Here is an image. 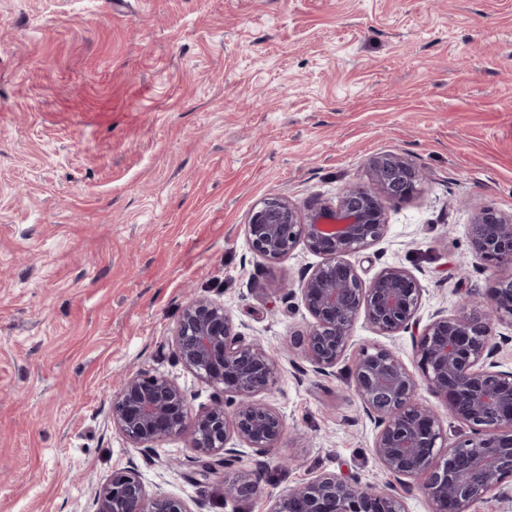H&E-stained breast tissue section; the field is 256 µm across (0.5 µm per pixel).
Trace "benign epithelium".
<instances>
[{"instance_id": "7a95c632", "label": "benign epithelium", "mask_w": 512, "mask_h": 512, "mask_svg": "<svg viewBox=\"0 0 512 512\" xmlns=\"http://www.w3.org/2000/svg\"><path fill=\"white\" fill-rule=\"evenodd\" d=\"M366 170L369 182L347 185L334 204L314 200L301 208L281 196L261 199L245 225L249 246L272 264L300 245L323 257L299 284L313 322L295 345L314 371L326 374L344 357L361 315L380 336L412 333L419 373L385 344L361 348L350 373V390L377 428L374 455L388 475L421 480L433 512H470L494 490L512 501V370L499 369L491 333L494 324L512 321V278L482 297L460 293L458 313L439 311L420 325L423 288L415 275L388 266L365 281L349 256L385 236V203L412 196L423 172L395 153L370 156ZM469 243L475 259L511 266L512 213L474 207ZM172 347L187 371L224 397L195 412L188 393L168 377L144 372L125 377L112 397V424L133 447L149 456L154 445L188 436L203 454L193 472L197 482L210 478L217 461L226 467L242 463L246 448L257 455L276 449L284 433L282 416L255 396L272 389L281 364L259 340H245L223 304L207 296L192 298ZM423 387L443 397L448 418L469 433L448 443L442 418L420 398ZM230 401L236 406L229 413ZM260 482L258 470L242 468L224 485V498L245 499ZM95 504V512H192L179 499L149 495L132 468L113 471L97 487ZM269 512L407 509L394 494L320 473L278 497Z\"/></svg>"}]
</instances>
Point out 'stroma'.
I'll use <instances>...</instances> for the list:
<instances>
[{
    "label": "stroma",
    "mask_w": 512,
    "mask_h": 512,
    "mask_svg": "<svg viewBox=\"0 0 512 512\" xmlns=\"http://www.w3.org/2000/svg\"><path fill=\"white\" fill-rule=\"evenodd\" d=\"M377 153L426 179L352 256L363 278L412 272L425 323L512 276L467 258L472 205L512 212V0H0V512H95L97 485L128 466L202 512H269L323 472L432 512L418 481L383 471L348 387L366 345L414 366L410 334L358 319L316 373L291 346L312 318L279 285L320 256L273 265L245 236L260 199L335 200ZM194 295L281 363L260 399L285 434L251 456L266 479L245 501L224 497L236 468L193 481L188 437L149 461L112 424L133 372L211 404L172 351Z\"/></svg>",
    "instance_id": "stroma-1"
}]
</instances>
